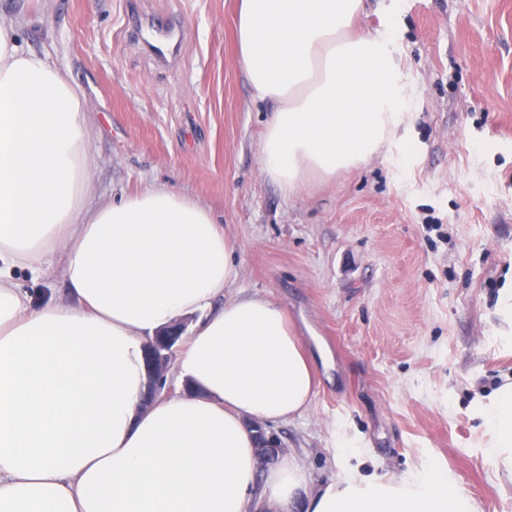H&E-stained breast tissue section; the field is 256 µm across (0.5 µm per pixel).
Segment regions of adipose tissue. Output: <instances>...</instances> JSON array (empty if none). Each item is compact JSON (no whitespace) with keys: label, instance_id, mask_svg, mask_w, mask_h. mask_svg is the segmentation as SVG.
I'll use <instances>...</instances> for the list:
<instances>
[{"label":"adipose tissue","instance_id":"ef3b65f1","mask_svg":"<svg viewBox=\"0 0 512 512\" xmlns=\"http://www.w3.org/2000/svg\"><path fill=\"white\" fill-rule=\"evenodd\" d=\"M364 0H241L240 64L273 103L264 173L284 191L330 179L387 143L404 102L385 41L353 32ZM0 13V512H472L446 476L347 478L311 489L287 454L262 466L250 420L315 395L281 307L225 299L234 249L212 213L166 188L91 201L89 116ZM59 254L65 298L33 307L13 272ZM197 314L176 387L142 409L144 346Z\"/></svg>","mask_w":512,"mask_h":512}]
</instances>
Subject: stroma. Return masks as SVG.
Returning <instances> with one entry per match:
<instances>
[{"label": "stroma", "instance_id": "stroma-1", "mask_svg": "<svg viewBox=\"0 0 512 512\" xmlns=\"http://www.w3.org/2000/svg\"><path fill=\"white\" fill-rule=\"evenodd\" d=\"M239 0H0L25 49L81 94L92 199L148 186L206 207L235 246L227 297L261 295L313 363L303 415L272 429L312 486L432 472L475 512H512L496 452L512 384V0H366L359 31L403 69L402 120L356 169L284 192L260 165L268 102L237 59ZM175 19L159 65L131 15ZM58 256L16 270L61 297Z\"/></svg>", "mask_w": 512, "mask_h": 512}]
</instances>
